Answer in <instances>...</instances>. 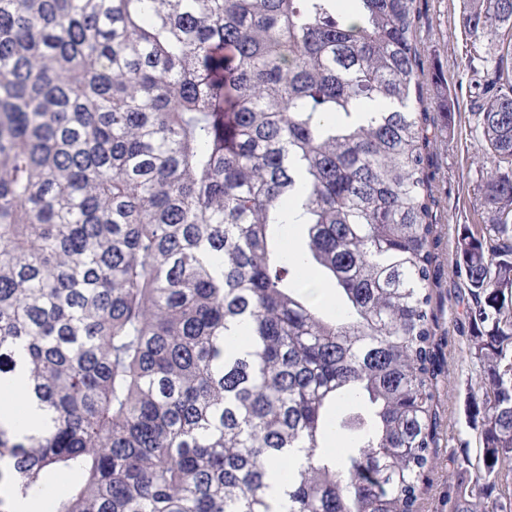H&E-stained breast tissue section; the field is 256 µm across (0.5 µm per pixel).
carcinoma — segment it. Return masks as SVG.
I'll list each match as a JSON object with an SVG mask.
<instances>
[{"instance_id": "cac0c4a2", "label": "carcinoma", "mask_w": 512, "mask_h": 512, "mask_svg": "<svg viewBox=\"0 0 512 512\" xmlns=\"http://www.w3.org/2000/svg\"><path fill=\"white\" fill-rule=\"evenodd\" d=\"M465 2L491 75L485 220L457 243L483 486L512 463V0ZM349 5L0 0V382L24 374L52 414L36 434L0 425L22 499L67 474L52 512H416L441 81L416 0ZM364 103L384 109L362 122ZM295 448L276 491L269 464Z\"/></svg>"}]
</instances>
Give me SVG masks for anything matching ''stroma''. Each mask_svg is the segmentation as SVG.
<instances>
[{
  "mask_svg": "<svg viewBox=\"0 0 512 512\" xmlns=\"http://www.w3.org/2000/svg\"><path fill=\"white\" fill-rule=\"evenodd\" d=\"M418 39L430 72L440 74L453 111L430 108L437 136L429 150L434 190L442 199L437 214L441 238L438 280L431 290L430 310L435 320L439 376L436 390L437 446L427 480L417 501V512H466L470 490L484 468L482 418L475 413L482 392L480 371L470 355L471 327L466 317L467 293L456 269L457 240L464 229L481 218L474 201L482 173L478 159L482 146L476 138L472 112L475 87L484 79L479 68H468L472 47L464 24L463 0H419Z\"/></svg>",
  "mask_w": 512,
  "mask_h": 512,
  "instance_id": "obj_1",
  "label": "stroma"
}]
</instances>
